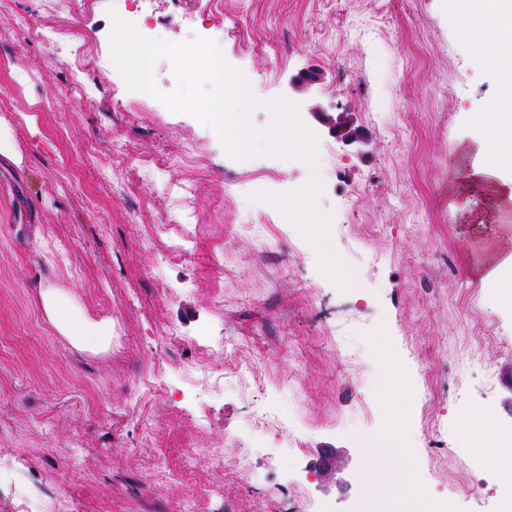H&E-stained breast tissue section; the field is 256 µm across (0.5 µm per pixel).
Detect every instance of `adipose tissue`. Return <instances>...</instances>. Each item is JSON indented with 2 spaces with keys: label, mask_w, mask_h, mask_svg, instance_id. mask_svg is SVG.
Segmentation results:
<instances>
[{
  "label": "adipose tissue",
  "mask_w": 512,
  "mask_h": 512,
  "mask_svg": "<svg viewBox=\"0 0 512 512\" xmlns=\"http://www.w3.org/2000/svg\"><path fill=\"white\" fill-rule=\"evenodd\" d=\"M443 7L472 45L475 64L500 76L498 93L485 107L470 146L474 160L451 177L449 191L481 200L482 210L498 214L512 209V0H443ZM38 298L47 320L75 348L109 349L111 320L89 317L52 284L39 288Z\"/></svg>",
  "instance_id": "obj_1"
}]
</instances>
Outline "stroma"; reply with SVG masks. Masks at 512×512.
Here are the masks:
<instances>
[{
  "instance_id": "stroma-1",
  "label": "stroma",
  "mask_w": 512,
  "mask_h": 512,
  "mask_svg": "<svg viewBox=\"0 0 512 512\" xmlns=\"http://www.w3.org/2000/svg\"><path fill=\"white\" fill-rule=\"evenodd\" d=\"M0 0V512L23 497H74L81 512H352L372 460L360 434L408 429L400 458L432 497L492 512L499 472L477 469L475 434L512 426V296L470 267L512 222L477 226L448 193L473 122L498 91L441 0H154L120 16L148 38L214 40L263 101L298 104L316 161L230 159L194 117L130 97L112 68L76 72L27 26L70 29L110 55V0ZM194 12L193 27L183 23ZM308 69L323 80L288 86ZM80 80L88 90L72 88ZM362 140L329 134L313 108ZM318 176V209L344 238L340 291L313 247L257 191ZM197 221L185 223V212ZM67 289L112 346L71 347L41 285ZM223 346L204 355L202 345ZM494 374L481 375L484 365ZM272 429L254 423L256 409ZM341 457L322 481V451ZM219 455L210 470L202 459ZM250 469L242 478V469ZM221 487L224 495L211 496ZM485 503L473 509L471 493Z\"/></svg>"
}]
</instances>
